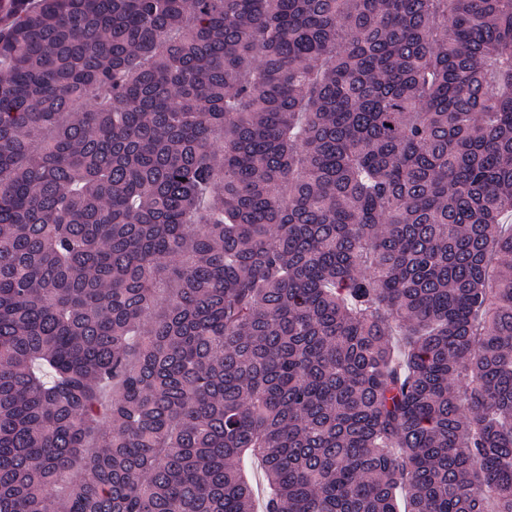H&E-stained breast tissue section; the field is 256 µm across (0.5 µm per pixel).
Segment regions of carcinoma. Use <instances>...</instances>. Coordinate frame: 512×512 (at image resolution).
Listing matches in <instances>:
<instances>
[{"label": "carcinoma", "instance_id": "cac0c4a2", "mask_svg": "<svg viewBox=\"0 0 512 512\" xmlns=\"http://www.w3.org/2000/svg\"><path fill=\"white\" fill-rule=\"evenodd\" d=\"M511 213L512 0H14L0 512H512Z\"/></svg>", "mask_w": 512, "mask_h": 512}]
</instances>
